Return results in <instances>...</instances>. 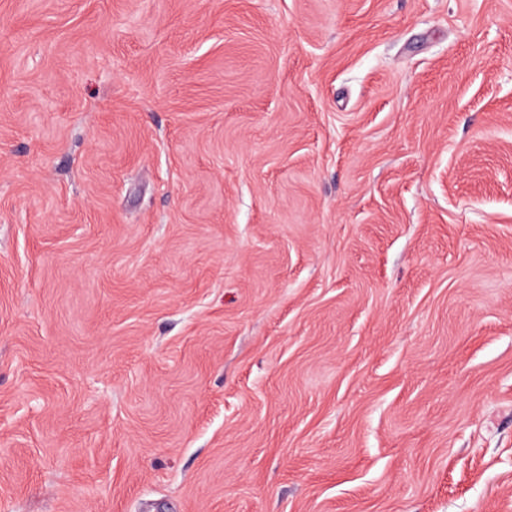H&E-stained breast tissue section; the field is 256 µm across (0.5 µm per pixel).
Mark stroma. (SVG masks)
<instances>
[{
  "instance_id": "stroma-1",
  "label": "stroma",
  "mask_w": 512,
  "mask_h": 512,
  "mask_svg": "<svg viewBox=\"0 0 512 512\" xmlns=\"http://www.w3.org/2000/svg\"><path fill=\"white\" fill-rule=\"evenodd\" d=\"M0 512H512V0H0Z\"/></svg>"
}]
</instances>
